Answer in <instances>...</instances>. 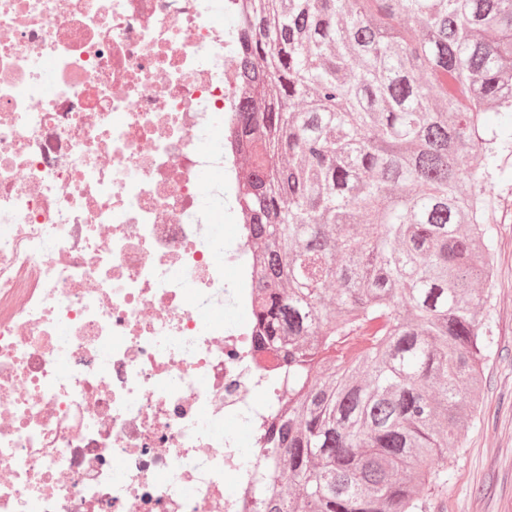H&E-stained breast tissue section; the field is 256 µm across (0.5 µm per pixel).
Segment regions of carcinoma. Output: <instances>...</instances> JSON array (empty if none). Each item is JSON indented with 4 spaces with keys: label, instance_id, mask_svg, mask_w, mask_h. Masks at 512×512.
<instances>
[{
    "label": "carcinoma",
    "instance_id": "obj_1",
    "mask_svg": "<svg viewBox=\"0 0 512 512\" xmlns=\"http://www.w3.org/2000/svg\"><path fill=\"white\" fill-rule=\"evenodd\" d=\"M252 332L280 356L255 512H426L495 347L512 0H246Z\"/></svg>",
    "mask_w": 512,
    "mask_h": 512
}]
</instances>
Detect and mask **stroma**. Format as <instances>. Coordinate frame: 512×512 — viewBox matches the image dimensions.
I'll return each mask as SVG.
<instances>
[{"mask_svg":"<svg viewBox=\"0 0 512 512\" xmlns=\"http://www.w3.org/2000/svg\"><path fill=\"white\" fill-rule=\"evenodd\" d=\"M493 193L497 246L489 288L496 346L464 445L448 452L447 492H422L427 512H512V180L497 183Z\"/></svg>","mask_w":512,"mask_h":512,"instance_id":"35a3bbf8","label":"stroma"}]
</instances>
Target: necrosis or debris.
<instances>
[{"instance_id": "1", "label": "necrosis or debris", "mask_w": 512, "mask_h": 512, "mask_svg": "<svg viewBox=\"0 0 512 512\" xmlns=\"http://www.w3.org/2000/svg\"><path fill=\"white\" fill-rule=\"evenodd\" d=\"M241 4L0 0V512H252L224 421L261 453L281 361L205 314L255 297L198 180Z\"/></svg>"}]
</instances>
